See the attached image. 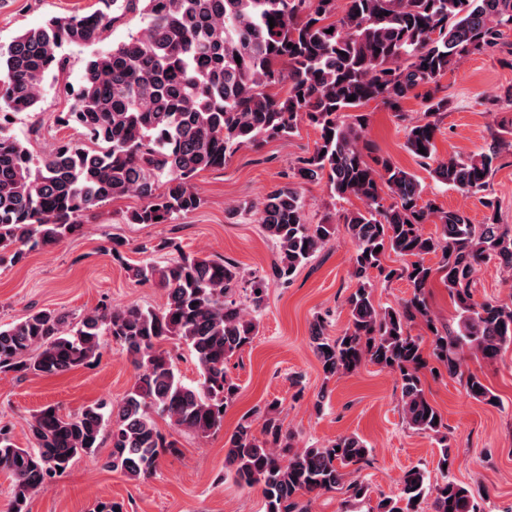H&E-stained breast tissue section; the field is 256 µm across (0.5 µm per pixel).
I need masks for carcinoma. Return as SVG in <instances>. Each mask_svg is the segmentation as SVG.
Instances as JSON below:
<instances>
[{"instance_id":"cac0c4a2","label":"carcinoma","mask_w":512,"mask_h":512,"mask_svg":"<svg viewBox=\"0 0 512 512\" xmlns=\"http://www.w3.org/2000/svg\"><path fill=\"white\" fill-rule=\"evenodd\" d=\"M99 3L91 12L53 16L0 46V263L63 242L80 230L85 212L123 196L142 201L130 223L167 224L200 206L193 178L224 167L240 148L286 139L301 122L317 129L319 140L259 209V224L277 246L270 271L246 276L232 261L164 241L154 251L170 256L128 266L135 282L166 291L163 307L103 304L76 324L42 309L0 327V373L51 376L88 366L104 336L136 369L134 385L119 401L96 402L75 415L41 408L29 423L30 448L18 447L0 427V471L12 487L9 512H30L37 493L75 459L95 455L105 440L111 448L105 467L134 480L152 476L161 456L179 452L159 431L158 417L202 437L223 428V409L240 390L228 364L257 335L269 284L292 283L336 233L328 221H308L301 180L323 181L331 197L360 203L342 215L354 245L347 327L329 336L327 312L312 325L324 376L342 377L366 362L397 373L403 422L440 448L441 480L411 466L399 477L400 494L378 497L367 512H420L428 499L432 512H484L469 486L450 474L448 424L430 403L422 377L438 365L458 374L467 351L492 360L512 348V301H477L473 292L483 263L496 260L512 274V226L498 223L489 192L512 125L500 126L476 155L439 159L435 140L448 98L437 91L439 79L470 57L506 47L512 56L506 42L512 0ZM127 18L144 26L86 59L75 102L58 117L81 128L92 147L60 141L42 156L33 154L14 132L16 116L37 111L47 74L66 72L65 47L92 45ZM411 97L421 99L424 112L405 127L407 151L437 181L477 199L487 209L482 223L424 198L416 175L365 139L367 115L358 109L379 101L403 121V103ZM425 224L436 225V234L424 235ZM391 253L404 260L401 267L384 266ZM431 254L439 258L435 265L426 263ZM378 278L406 280L409 297L395 308L376 305ZM436 280L453 298L454 327L431 309ZM418 322L426 335L410 333ZM166 340L194 356L196 383L181 379L174 358L161 349ZM463 386L468 397L499 404L478 375L467 374ZM262 415L260 433L243 421L224 437V468L242 489L263 486L265 512H309L310 497L343 487L351 500H370L369 483L355 476L370 455L363 438L342 435L322 448H299L278 402Z\"/></svg>"}]
</instances>
